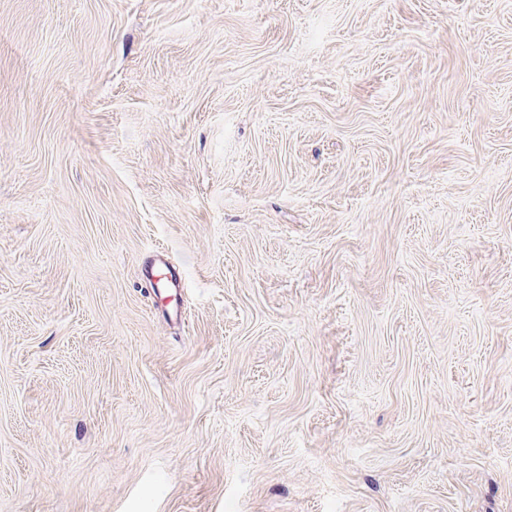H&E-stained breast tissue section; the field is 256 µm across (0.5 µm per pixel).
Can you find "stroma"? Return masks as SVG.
Returning a JSON list of instances; mask_svg holds the SVG:
<instances>
[{
    "mask_svg": "<svg viewBox=\"0 0 512 512\" xmlns=\"http://www.w3.org/2000/svg\"><path fill=\"white\" fill-rule=\"evenodd\" d=\"M0 512H512V0H0ZM173 269H171L165 259L164 254H160L157 262L150 271L151 277L156 278L154 285L156 288L174 289L180 288V279L176 280Z\"/></svg>",
    "mask_w": 512,
    "mask_h": 512,
    "instance_id": "obj_1",
    "label": "stroma"
}]
</instances>
